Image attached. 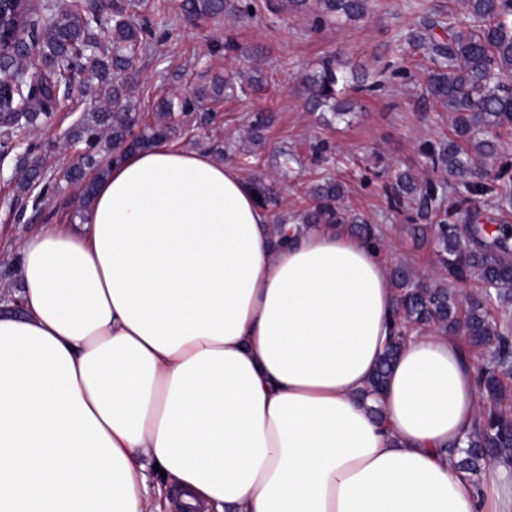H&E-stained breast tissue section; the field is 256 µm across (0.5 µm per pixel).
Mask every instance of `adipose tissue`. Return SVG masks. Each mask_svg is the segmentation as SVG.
<instances>
[{
	"label": "adipose tissue",
	"instance_id": "obj_1",
	"mask_svg": "<svg viewBox=\"0 0 512 512\" xmlns=\"http://www.w3.org/2000/svg\"><path fill=\"white\" fill-rule=\"evenodd\" d=\"M277 246L235 165L162 142L112 165L74 225L17 244L0 312V512H512L448 453L482 410L457 337L398 327L378 247L343 226Z\"/></svg>",
	"mask_w": 512,
	"mask_h": 512
}]
</instances>
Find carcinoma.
<instances>
[{"mask_svg":"<svg viewBox=\"0 0 512 512\" xmlns=\"http://www.w3.org/2000/svg\"><path fill=\"white\" fill-rule=\"evenodd\" d=\"M317 5V21H355L365 17L373 0H282L279 9L302 13L310 2ZM465 12L457 17L413 0V29L397 41L392 59L368 81L347 73L334 56L323 58L305 77V105L311 111L327 109L343 115L350 91L383 90L388 76L407 82L413 75L403 66L406 56L419 53L429 63L426 95L452 116L453 137L426 142L421 151L433 176L416 178L399 172L386 186L390 209L398 213L412 208L423 223L413 232L432 235L439 269L423 281H414L407 268L389 272L397 290L400 326L380 359L363 399L377 394L411 328L435 329L466 336L490 349V358L476 367L478 389L485 409L459 450L460 469L477 478L492 460L512 463V414L502 401L508 397L503 378L512 376V339L488 314L496 297L512 303V224L503 222L492 232L485 223L495 221L490 209L512 208V164L488 167L500 158L503 139L512 136V0H462ZM131 3L108 0L102 7L90 0H68L48 19L37 20L38 9L25 0L4 3L8 28L17 31L14 49L0 56V72L12 75L0 86V155L8 156L18 133L36 126L62 107L60 90L76 76L88 75L107 90L111 106L86 113L65 135L70 143H83L84 151L67 171L65 179L81 186L79 207L88 205L96 182L108 167L128 152L167 141L179 130L176 113H187L207 102L234 98L247 88L262 84V77L236 72L215 78L210 85L183 96L158 102L153 123L133 112V66L137 56L155 36L153 23L136 24L128 16ZM253 0H181L187 22L197 18L250 17ZM112 16V48L102 47L97 29L102 14ZM34 49L41 67L32 73L20 70L28 49ZM258 204L276 203L273 185L253 182ZM53 189L41 169H21L17 193L38 191L41 200ZM344 190L336 181L318 184L314 204L300 216L304 224H347L349 230L373 243L374 225L341 205ZM476 279L484 288L479 297L466 300L459 314V299L447 284Z\"/></svg>","mask_w":512,"mask_h":512,"instance_id":"carcinoma-1","label":"carcinoma"}]
</instances>
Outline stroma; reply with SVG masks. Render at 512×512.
Listing matches in <instances>:
<instances>
[{
    "label": "stroma",
    "instance_id": "obj_1",
    "mask_svg": "<svg viewBox=\"0 0 512 512\" xmlns=\"http://www.w3.org/2000/svg\"><path fill=\"white\" fill-rule=\"evenodd\" d=\"M180 3L142 0L130 11L137 19L166 21L165 38L152 42L136 61L138 86L132 102L142 120L151 121L159 98L210 83L218 75L260 70L264 84L259 90L189 114L175 144L222 155L246 180L258 175L276 180L279 203L268 208L271 217L292 218L308 207L311 187L328 178L341 181L346 187L344 206L377 227L388 266L405 264L419 276L435 267L433 243L413 235L412 211L389 209L384 185L399 170L424 173L420 147L448 135L447 112L423 102L418 90L399 79L377 95H354V108L345 121L329 112L307 111L301 95L303 79L326 55L339 54L354 70L381 68L392 45L412 26L410 0H375L362 19L322 26L310 13H274L263 7L249 18L203 17L189 25L181 18ZM102 102L95 88L73 95L33 129L31 137L42 146L49 176H59L73 158L66 132ZM258 110L272 116L259 139L248 128ZM320 142L328 146L321 156L314 152ZM25 151L18 146L0 160L1 304L20 288L14 274L17 240L45 225L73 224L80 218L77 186L62 184L60 192L38 208L31 198L16 195L15 176Z\"/></svg>",
    "mask_w": 512,
    "mask_h": 512
}]
</instances>
